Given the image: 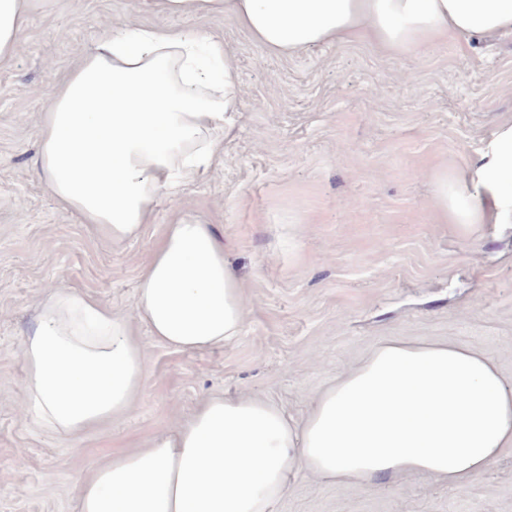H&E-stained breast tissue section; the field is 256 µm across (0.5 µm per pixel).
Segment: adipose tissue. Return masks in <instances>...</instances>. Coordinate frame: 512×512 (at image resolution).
<instances>
[{"instance_id":"obj_1","label":"adipose tissue","mask_w":512,"mask_h":512,"mask_svg":"<svg viewBox=\"0 0 512 512\" xmlns=\"http://www.w3.org/2000/svg\"><path fill=\"white\" fill-rule=\"evenodd\" d=\"M45 0H0V64L19 52ZM167 16L232 14L269 52L294 56L366 38L416 53L442 37L512 32V0H152ZM239 79L212 34L110 24L51 92L38 123V173L66 211L112 243L138 239L160 198L208 172L234 128ZM438 208L462 232L512 224V119L460 170L433 175ZM242 285L210 225H167L125 316L72 288L39 302L19 345L25 406L79 436L123 418L147 377L132 335L196 353L245 326ZM512 443V389L480 353L389 342L344 372L294 421L255 396H212L187 422L90 466L77 512H277L292 472L345 482L426 475L465 487Z\"/></svg>"}]
</instances>
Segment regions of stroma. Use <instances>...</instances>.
I'll list each match as a JSON object with an SVG mask.
<instances>
[{"mask_svg":"<svg viewBox=\"0 0 512 512\" xmlns=\"http://www.w3.org/2000/svg\"><path fill=\"white\" fill-rule=\"evenodd\" d=\"M111 22L210 31L239 72L234 133L203 177L163 196L119 245L62 210L36 173L52 90ZM512 118V35L436 40L418 54L370 41L268 52L229 14L165 17L146 0H49L0 67V512H77L94 461L143 447L204 397L252 395L302 418L376 347L450 342L481 353L512 388V228L462 234L436 208L432 175L463 167ZM213 225L244 287V331L203 353L144 344L132 411L78 439L22 407L20 340L50 288L131 315L143 263L166 225ZM24 460H17L18 449ZM278 512H512V444L460 492L435 478L331 482L295 472Z\"/></svg>","mask_w":512,"mask_h":512,"instance_id":"35a3bbf8","label":"stroma"}]
</instances>
